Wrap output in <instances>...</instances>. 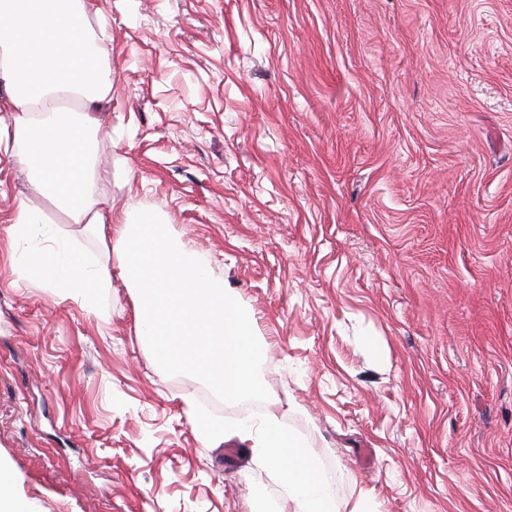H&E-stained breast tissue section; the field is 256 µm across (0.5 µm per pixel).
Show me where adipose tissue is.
Listing matches in <instances>:
<instances>
[{"label": "adipose tissue", "instance_id": "adipose-tissue-1", "mask_svg": "<svg viewBox=\"0 0 512 512\" xmlns=\"http://www.w3.org/2000/svg\"><path fill=\"white\" fill-rule=\"evenodd\" d=\"M52 11L20 8L0 0V111L11 119L0 127V156L26 176L34 197L51 201L70 223L97 237L106 248L94 260L69 256L42 279L52 294H83L108 287L120 271L137 291L140 331L160 346L175 367L203 374L225 400L255 399L261 357L256 323L222 280L211 277L183 242L171 240L157 215L133 218L115 210L99 188L98 114L112 99V66L97 44L105 18L90 22L93 0H51ZM70 87L86 110L79 116L53 108L36 112V98ZM204 437H244L258 466L270 469L294 503V512H338L319 469V452L268 418L213 425L199 416Z\"/></svg>", "mask_w": 512, "mask_h": 512}]
</instances>
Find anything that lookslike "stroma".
<instances>
[{
	"label": "stroma",
	"mask_w": 512,
	"mask_h": 512,
	"mask_svg": "<svg viewBox=\"0 0 512 512\" xmlns=\"http://www.w3.org/2000/svg\"><path fill=\"white\" fill-rule=\"evenodd\" d=\"M101 188L151 211L256 319L266 412L340 512H512V0H95ZM124 158L123 181L111 177ZM0 168V466L28 512H293L204 377L32 251L102 245L50 201L11 237ZM44 223L41 214L37 210L23 203L13 220L12 236L14 240H31L33 236L38 234L40 224Z\"/></svg>",
	"instance_id": "stroma-1"
}]
</instances>
